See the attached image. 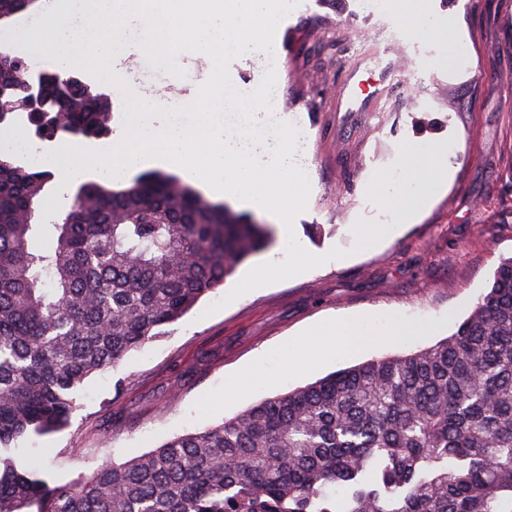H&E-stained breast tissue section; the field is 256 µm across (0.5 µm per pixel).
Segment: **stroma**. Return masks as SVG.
<instances>
[{"label": "stroma", "instance_id": "1", "mask_svg": "<svg viewBox=\"0 0 512 512\" xmlns=\"http://www.w3.org/2000/svg\"><path fill=\"white\" fill-rule=\"evenodd\" d=\"M56 0H35L0 23V44L32 72L55 69L18 35L39 23ZM442 31L427 40L432 75L415 86L405 72L381 68L366 45L365 20L353 0H306L279 24L275 40L276 105L291 116L308 147L311 193L295 220L310 253L340 247L349 255L272 285L210 317L236 277L170 325L159 340L91 378L64 429L33 438L31 454L53 483L63 484L105 461L122 462L166 439L203 429L252 404L376 356L423 348L447 337L468 315L500 258L512 255V0H424ZM132 30L117 69L134 94L164 107L208 76L203 58L178 56L177 77L152 67ZM380 85L371 112L336 105L351 70ZM424 104H417V97ZM444 142L454 172L447 190L417 223L377 249L356 250L358 222L394 223L368 196L374 175L392 166L403 143ZM433 321L427 335L379 342L309 372H288V342L337 314L369 315L374 327L391 314ZM246 372L234 399L225 381Z\"/></svg>", "mask_w": 512, "mask_h": 512}]
</instances>
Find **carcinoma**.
Segmentation results:
<instances>
[{"label": "carcinoma", "instance_id": "cac0c4a2", "mask_svg": "<svg viewBox=\"0 0 512 512\" xmlns=\"http://www.w3.org/2000/svg\"><path fill=\"white\" fill-rule=\"evenodd\" d=\"M25 78L0 80V103ZM70 122L103 112L77 94ZM52 174L0 152V512H512V255L435 345L335 371L52 485L25 448L94 375L165 334L274 230L164 172L80 186L31 247Z\"/></svg>", "mask_w": 512, "mask_h": 512}]
</instances>
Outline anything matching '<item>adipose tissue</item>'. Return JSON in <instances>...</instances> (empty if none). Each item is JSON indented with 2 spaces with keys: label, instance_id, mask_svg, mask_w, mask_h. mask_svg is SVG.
I'll list each match as a JSON object with an SVG mask.
<instances>
[{
  "label": "adipose tissue",
  "instance_id": "1",
  "mask_svg": "<svg viewBox=\"0 0 512 512\" xmlns=\"http://www.w3.org/2000/svg\"><path fill=\"white\" fill-rule=\"evenodd\" d=\"M419 332L418 325L404 321L392 322L379 332L371 329L364 317L339 315L314 328V335L321 338L317 348H309L300 338L289 341L287 365L290 371L295 372L324 361L349 357L367 343L378 341L383 334L399 337L415 336Z\"/></svg>",
  "mask_w": 512,
  "mask_h": 512
}]
</instances>
